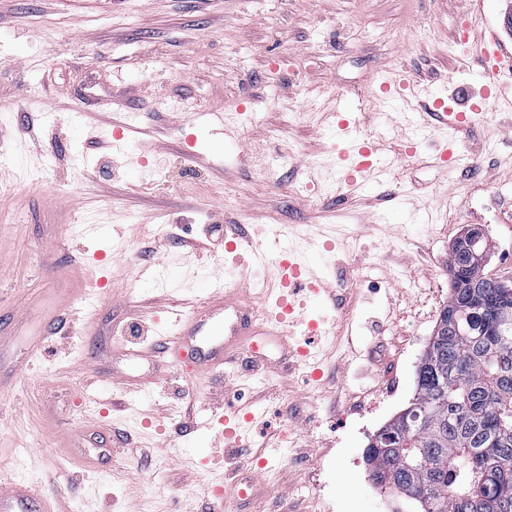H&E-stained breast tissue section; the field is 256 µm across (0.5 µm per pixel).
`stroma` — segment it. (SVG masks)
<instances>
[{
    "instance_id": "35a3bbf8",
    "label": "stroma",
    "mask_w": 512,
    "mask_h": 512,
    "mask_svg": "<svg viewBox=\"0 0 512 512\" xmlns=\"http://www.w3.org/2000/svg\"><path fill=\"white\" fill-rule=\"evenodd\" d=\"M506 0H0V481L57 496L58 512H212L214 480L253 482L229 512H420L377 488L368 438L412 399L448 300V253L470 227L512 275V112L452 135L480 162L438 178L434 133L391 123L380 74L404 70L452 111L479 97L480 52L453 43L462 13L504 28ZM393 159L390 177L336 195L335 92ZM240 128L225 140L198 116ZM192 154H185L186 140ZM415 157L404 158L409 140ZM417 209H408L405 198ZM298 251L335 282L307 302L323 376L267 350L258 375L124 385L125 354L171 343L206 285L266 274L225 233ZM109 284L74 296L80 267ZM67 300L32 344L37 310ZM253 415L244 453L225 410ZM97 421L111 459L84 463Z\"/></svg>"
}]
</instances>
